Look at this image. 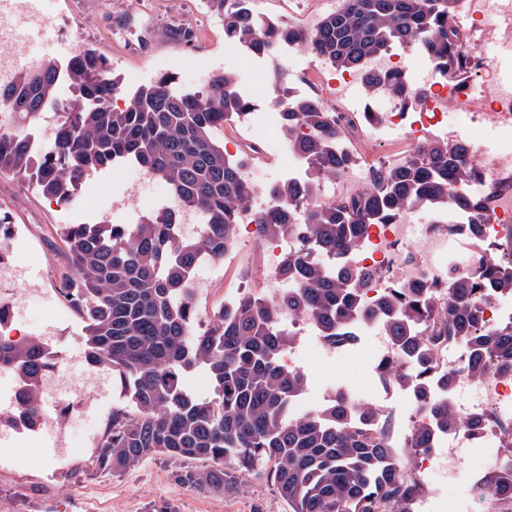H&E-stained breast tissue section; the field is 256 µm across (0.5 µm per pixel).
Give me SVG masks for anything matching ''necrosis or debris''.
<instances>
[{"instance_id":"obj_1","label":"necrosis or debris","mask_w":512,"mask_h":512,"mask_svg":"<svg viewBox=\"0 0 512 512\" xmlns=\"http://www.w3.org/2000/svg\"><path fill=\"white\" fill-rule=\"evenodd\" d=\"M27 7L28 0H0V86L14 84L21 73L42 62L40 55L17 47L19 25L41 28L50 23L42 13H28ZM459 15L482 18V39L495 45L500 53L512 52V0H461ZM487 68L482 49L475 46L458 78L448 81L440 78L436 70H429V90L418 108L391 98L381 105L365 101V111L375 117L370 127L372 138H392L415 147L429 131L437 130L449 142H464L481 164L476 186L488 214L476 238L459 212L437 213L428 221L422 220L419 213L404 212L368 225L355 262L358 270L371 276L367 300H374L392 286L405 287L420 280L442 283L451 275L473 274L478 257L486 249L501 245L506 234L512 233V76H490L480 95H473V76ZM247 97V123L264 132L267 147L289 155L282 181L303 182L311 163L304 156L289 152L288 134L281 120L282 112L291 104V94L259 95L251 91ZM452 111L468 113L477 132L459 137L448 126ZM301 238V233H294L260 252L257 268L268 293L277 295L288 288V281L280 274L281 257L287 248L298 246ZM28 269V264L14 259L0 260V307L16 317L21 316L26 299L45 295L42 284L29 280ZM280 321L295 337L290 347V361L295 367H303L304 353L311 347L325 361L342 358L348 352L346 343L327 342L309 319L284 313ZM43 391L45 396L56 399L73 394L102 402L112 395V375L94 366L85 351L77 349L54 362L43 381ZM19 394L16 386L0 389V461L31 464L30 449L39 441L57 448L60 455L70 454L73 444L65 418L80 415L81 405L69 403L60 412H41L32 422ZM449 398L459 403L466 415L479 419L482 426L475 433L438 434L434 450L412 472L420 486L435 489L434 495H417L416 512H512V502L498 495L482 503L473 497L445 503L439 495L442 487L455 485L461 453L477 455L486 471L512 467V371L499 370L481 381H458ZM373 407L381 420L389 423L388 437L395 445L404 441L409 430L423 419L413 405L397 411L384 389L378 391Z\"/></svg>"}]
</instances>
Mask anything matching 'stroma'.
I'll list each match as a JSON object with an SVG mask.
<instances>
[{
	"mask_svg": "<svg viewBox=\"0 0 512 512\" xmlns=\"http://www.w3.org/2000/svg\"><path fill=\"white\" fill-rule=\"evenodd\" d=\"M250 6L262 16L295 23L334 11L336 0H251ZM43 7L59 39H68L70 21L80 20L85 47L103 55L112 71L133 86L169 76L180 88L203 89V79L187 66L188 60L197 57L208 58L212 70L232 72L238 86L258 80L255 59L237 54L225 42L224 27L209 14L204 0H44ZM188 17L196 19L202 32L192 42L179 35ZM111 200L108 170L89 181L81 199L61 203L38 194L21 179L0 175V216L9 224L12 239L26 242L40 256V280L50 289L58 286L66 267L57 225L138 222L137 214L114 211ZM255 246L254 235H247L239 251L212 266V281L196 299V330L208 329L225 296L237 293L241 285L261 291L259 280L241 278L242 269L253 260ZM305 371L309 384L323 387L345 378L357 385L374 381L360 352L333 367L310 357ZM127 403L126 393L117 384L109 402L86 408L83 423L70 431L74 439L87 441L79 453L60 458L52 449L42 448L29 467H0V512H153L164 502L173 503L178 512H288L272 482L244 472H233L234 491L220 494L178 484L175 474L187 466L180 459L153 456L114 474L91 466L89 460L96 454L113 408Z\"/></svg>",
	"mask_w": 512,
	"mask_h": 512,
	"instance_id": "1",
	"label": "stroma"
}]
</instances>
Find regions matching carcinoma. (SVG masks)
<instances>
[{"instance_id":"carcinoma-1","label":"carcinoma","mask_w":512,"mask_h":512,"mask_svg":"<svg viewBox=\"0 0 512 512\" xmlns=\"http://www.w3.org/2000/svg\"><path fill=\"white\" fill-rule=\"evenodd\" d=\"M458 2L338 0L336 10L313 27L297 29L263 25L250 0L230 10L225 0L207 5L224 23L228 43L269 52L276 41L292 37L333 68L360 73L365 91L405 104L421 96L410 76L374 70L370 62L399 48L422 53L455 78L468 52L465 30L453 21ZM70 81L80 95L69 100L53 149L34 154L23 138L0 132V173L29 180L42 196L58 199L71 183L129 160L163 182L179 209L201 218L198 234L181 239L172 238V223L158 217L57 228L67 261L61 290L89 320L85 351L93 363L120 375L131 403L112 410L96 468L123 472L156 455L207 459L214 465L181 470L176 481L222 493L235 489L224 471L229 462L240 471L266 474L289 512H411L418 488L400 472L431 451L434 434L477 430V421L451 401L436 399L435 391L460 378L480 381L493 370L512 371V326L484 324L478 308L485 286L512 294V243H503V251L493 252L470 277L451 278L440 290L425 282L391 288L373 308L363 299V276L344 256L357 251L367 225L406 210H466L479 227L484 209L456 190L476 174L478 162L458 144L429 139L397 169L369 167L362 195L322 202V189L347 162L335 145L368 124L358 112H330L310 96L295 102L285 112L288 141L311 161L310 182L304 189L279 187L277 208L256 224L264 239L298 228L306 232L305 244L282 259L280 272L291 288L277 297L246 293L196 333L187 282L202 258L222 261L233 245L238 215L250 200L241 168L255 160L230 157L212 131L238 121L249 101L226 70L193 95L181 93L169 76L129 90L89 49L72 62ZM59 87L56 63L47 60L0 87V108L27 119L57 99ZM117 96L126 97L122 109L112 105ZM299 126L308 133L296 134ZM311 251L343 261L331 272L308 260ZM283 309L313 321L331 342L349 340L357 320H381L397 355L382 364L378 377L415 390L429 425L411 429L401 447L388 448L385 429L363 425L377 419L375 410H355L343 396L314 413L294 414L292 402L305 376L284 361L294 336L279 322ZM450 341L461 344L465 358L438 373L434 355ZM50 363L35 340L0 338V366L15 370L20 401L32 420ZM196 368L210 374L212 396L199 398L189 390ZM483 488L512 497V468L490 474Z\"/></svg>"}]
</instances>
